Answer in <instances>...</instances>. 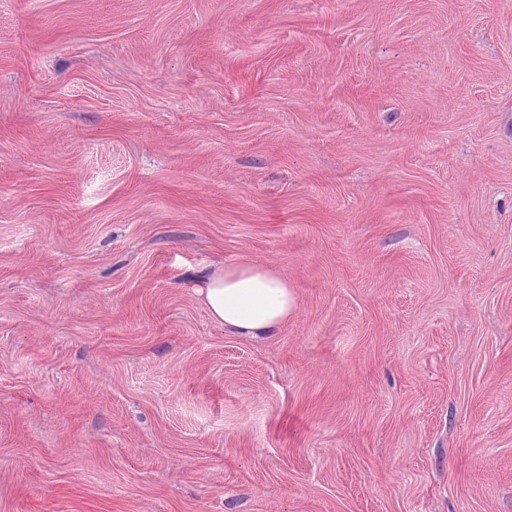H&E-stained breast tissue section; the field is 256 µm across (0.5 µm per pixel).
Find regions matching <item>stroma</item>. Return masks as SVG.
<instances>
[{
	"mask_svg": "<svg viewBox=\"0 0 512 512\" xmlns=\"http://www.w3.org/2000/svg\"><path fill=\"white\" fill-rule=\"evenodd\" d=\"M0 512H512V0H0ZM193 288L203 297L214 321L241 335L271 333L297 306L296 295L288 283L258 265L224 268Z\"/></svg>",
	"mask_w": 512,
	"mask_h": 512,
	"instance_id": "obj_1",
	"label": "stroma"
}]
</instances>
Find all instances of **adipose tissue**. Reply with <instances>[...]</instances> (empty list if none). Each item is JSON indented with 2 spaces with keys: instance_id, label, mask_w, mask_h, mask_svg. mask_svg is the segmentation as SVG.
I'll return each mask as SVG.
<instances>
[{
  "instance_id": "obj_1",
  "label": "adipose tissue",
  "mask_w": 512,
  "mask_h": 512,
  "mask_svg": "<svg viewBox=\"0 0 512 512\" xmlns=\"http://www.w3.org/2000/svg\"><path fill=\"white\" fill-rule=\"evenodd\" d=\"M195 290L214 321L247 336L271 333L297 306L282 277L252 264L225 268L199 281Z\"/></svg>"
}]
</instances>
